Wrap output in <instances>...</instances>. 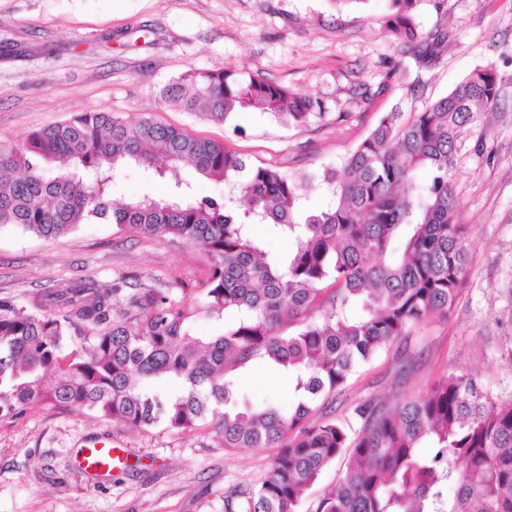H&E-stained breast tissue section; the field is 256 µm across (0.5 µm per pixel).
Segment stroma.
I'll return each mask as SVG.
<instances>
[{"label":"stroma","mask_w":512,"mask_h":512,"mask_svg":"<svg viewBox=\"0 0 512 512\" xmlns=\"http://www.w3.org/2000/svg\"><path fill=\"white\" fill-rule=\"evenodd\" d=\"M386 0H0V139L22 142L73 113L148 118L223 142L289 177L341 167L387 112H411L479 66L500 79L495 111L457 140L455 215L466 230L464 283L448 319L413 328L360 367L332 404L336 417L372 399L423 395L468 373L512 399V0H416L422 30L448 47L419 66L382 30ZM235 70L321 103L325 120L291 128L254 111L223 124L164 104L190 71ZM213 260L180 239L81 224L43 238L0 228V298L19 302L58 281L169 288L204 299ZM256 403L288 404L287 377L254 360L233 374ZM127 449L122 468L88 479L75 452L91 438ZM274 449L226 450L210 429L141 432L78 409L29 406L0 415V512H224V494L258 484Z\"/></svg>","instance_id":"35a3bbf8"}]
</instances>
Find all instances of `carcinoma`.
<instances>
[{
    "label": "carcinoma",
    "mask_w": 512,
    "mask_h": 512,
    "mask_svg": "<svg viewBox=\"0 0 512 512\" xmlns=\"http://www.w3.org/2000/svg\"><path fill=\"white\" fill-rule=\"evenodd\" d=\"M414 2L388 0L383 29L428 66L446 34L421 32ZM498 96L496 70L477 67L421 111L384 116L341 170L302 182L220 142L103 111L0 142V228L56 237L113 224L177 237L214 259L195 305L168 289L127 294L121 281L104 288L89 278L23 304L0 299V414L85 408L141 431L211 426L226 448L277 449L259 487L224 493V512H297L341 456L345 476L314 512H512V401L491 400L472 376L446 375L395 406L361 403L343 420L326 405L411 326L450 314L467 256L455 223L456 141ZM162 101L220 124L237 109L290 127L324 116L301 94L234 70H190L164 87ZM187 164L224 184L223 197L197 196ZM130 165L165 182L166 197L111 203ZM315 181L331 201L311 211L302 191ZM256 224L272 227L288 251L267 252ZM228 311L236 319L226 326ZM200 316L220 332L192 335ZM254 359L288 374L293 405L239 399L229 374Z\"/></svg>",
    "instance_id": "1"
}]
</instances>
